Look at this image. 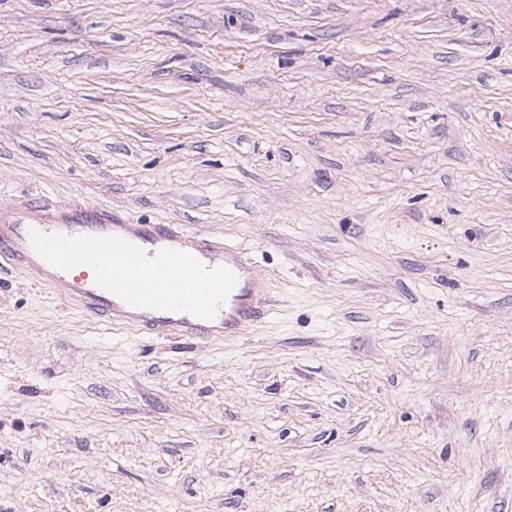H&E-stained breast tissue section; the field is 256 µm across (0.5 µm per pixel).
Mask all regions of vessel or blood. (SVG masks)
<instances>
[{
    "label": "vessel or blood",
    "instance_id": "b4317fda",
    "mask_svg": "<svg viewBox=\"0 0 512 512\" xmlns=\"http://www.w3.org/2000/svg\"><path fill=\"white\" fill-rule=\"evenodd\" d=\"M0 260L86 316L142 336L214 339L248 332L273 313L258 266L239 249L181 224H138L86 205L57 219L29 204L10 209Z\"/></svg>",
    "mask_w": 512,
    "mask_h": 512
}]
</instances>
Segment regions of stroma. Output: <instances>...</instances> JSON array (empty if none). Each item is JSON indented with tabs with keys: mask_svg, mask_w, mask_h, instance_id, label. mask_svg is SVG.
<instances>
[{
	"mask_svg": "<svg viewBox=\"0 0 512 512\" xmlns=\"http://www.w3.org/2000/svg\"><path fill=\"white\" fill-rule=\"evenodd\" d=\"M206 230L275 299L143 337L0 271V512H512V0H0V207Z\"/></svg>",
	"mask_w": 512,
	"mask_h": 512,
	"instance_id": "obj_1",
	"label": "stroma"
}]
</instances>
